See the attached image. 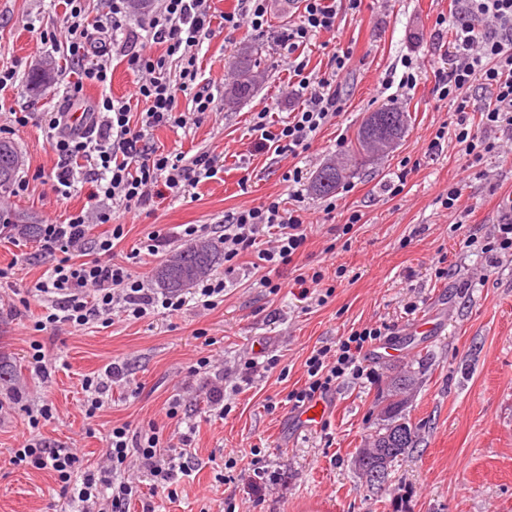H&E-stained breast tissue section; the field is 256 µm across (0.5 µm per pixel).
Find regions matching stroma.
<instances>
[{
  "label": "stroma",
  "instance_id": "35a3bbf8",
  "mask_svg": "<svg viewBox=\"0 0 512 512\" xmlns=\"http://www.w3.org/2000/svg\"><path fill=\"white\" fill-rule=\"evenodd\" d=\"M268 8L263 30L245 26L232 39L218 34L203 44L200 81L214 96V111L196 125L152 135L167 151L213 153L217 175L182 198L154 199L139 215L116 214L124 235L112 249L114 261L139 250L154 231L172 237L173 249L182 248L174 237L182 224L207 225L206 239H217L226 214L287 197L288 168L301 167L312 177L326 161L344 157L369 112L401 108L409 114L407 133L387 156L351 177L352 192L325 198L304 189L308 240L295 266L323 275L306 298L294 281L295 267H288L272 276L280 285L276 292L253 286L251 277L232 276L223 303L210 311L196 308L188 287L183 310L172 316L117 317L82 330L62 325L38 332L39 302L24 306L20 300L51 259L39 243L1 233L0 267L14 266L15 275L0 286V299L16 308L0 312V358L15 368L14 380L0 383V512L64 510L51 469L8 463L11 449L30 431L34 403L53 407L52 419L39 426L41 435L93 463L114 426L153 423L171 432L166 410L175 398L197 427L195 468L180 480L174 498L155 497L157 512H222L228 499L235 512H512V257L482 251L479 243L464 245L471 235L485 239L488 227L500 221L499 203L512 193V156H488L484 166L495 176L485 179L469 169L454 136H446L441 150L429 148L439 126L456 121L433 91L435 69L451 61L452 36L444 20L455 12L456 0H363L359 12L341 10L335 33L313 37L304 50L309 70L328 71L334 52L347 50L350 75L342 85V112L294 158L281 156L251 130L262 109L271 113L273 132L298 105L285 37L301 4L270 0ZM65 10L64 0H0V67L16 71L15 83L0 92V107L34 115L10 136L24 158L21 174L29 189L4 205L38 224L48 216L61 221L103 207L91 199L87 183L60 200L51 190L57 157L38 116L68 108L65 88L78 72L64 52L43 45L36 30L62 27ZM246 45L258 48L260 75L253 95L230 109L224 105L227 63ZM46 58L56 61V77L34 100L26 92L27 77ZM407 59L419 67L416 87L380 90V81L402 73ZM407 159L415 166L404 189L389 195L385 185ZM452 185L462 192L455 210L438 199ZM354 211L360 223L343 232ZM439 251L447 257L444 278L430 264ZM426 315L434 316L440 335L411 333ZM375 321L389 325V339L401 345V353L366 358L372 377L340 383L327 396L324 424L298 430L286 397L304 385L307 357ZM35 340L51 368L44 381L33 370ZM202 356L215 359L207 377L189 376V366ZM252 359L258 367L250 373L246 363ZM111 361L123 365L126 376L113 383L106 406L87 417L80 407L82 382ZM417 362L422 383L409 411L421 428V443L395 464L376 493L350 460L378 425L375 402L393 368ZM246 373L251 380L244 385ZM206 380L240 385L239 393L226 396L231 410L225 417L213 415L202 387ZM271 400L277 403L272 411L266 408ZM258 469L274 476L273 487L256 484Z\"/></svg>",
  "mask_w": 512,
  "mask_h": 512
}]
</instances>
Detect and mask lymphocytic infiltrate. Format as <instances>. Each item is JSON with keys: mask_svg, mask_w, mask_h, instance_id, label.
<instances>
[{"mask_svg": "<svg viewBox=\"0 0 512 512\" xmlns=\"http://www.w3.org/2000/svg\"><path fill=\"white\" fill-rule=\"evenodd\" d=\"M460 9L451 16L454 28V60L435 70V89L440 99L449 101L456 116L453 132L463 144L470 164H480L485 154L512 142V0H460ZM64 30L43 29L39 38L50 48L64 49L80 70V80L68 91L70 101L82 97L85 85H110L112 69L101 45L104 32H124L117 49L125 53L129 70L135 75L133 99L104 96L89 112L91 125L79 130L68 111L48 112L42 118L57 156L53 192L68 197L75 183L90 184L92 198L109 201L94 220L111 225L109 235L89 240L86 213L77 212L67 222L45 218L41 242L53 264L29 288V296L45 300L46 307L36 322L38 330L67 324L79 328L91 321L111 316L143 320L159 314L173 315L184 307L176 294L146 288L143 277L123 263L110 260L115 240L124 235L123 225L113 223L116 211L132 213L153 198L180 197L200 182L213 178L217 158L207 152L185 157L154 147L150 137L162 127H185L178 96L192 93L193 112L203 116L212 111L214 99L199 90L198 54L205 40L215 35L208 0H165L164 9L151 17L143 32L124 31L128 0H112L106 22L89 23L84 0H66ZM297 22L288 29L286 42L293 57L289 62L296 84L293 92L301 100L297 111L282 120L276 132H269L267 112L257 113L253 129L262 140L275 142L279 152L298 155L308 149L319 129L343 109L341 87L350 72L351 55L332 56L329 74L318 77L307 69L306 60L296 58L298 48L312 36L331 32L341 8L359 9L362 0H301ZM163 45L165 52L154 55L137 45L139 38ZM180 62L178 80L167 74L170 58ZM491 94L472 124L467 95L473 83ZM143 104L139 120L131 118V103ZM307 228L281 198L243 208L224 217V259L229 266L225 277L197 283L194 297L198 307L215 309L224 301L228 276L234 275L241 257L255 254L266 274L260 287H273L272 273L293 264L307 242ZM387 331L386 325L366 326L351 331L337 345L313 351L305 361L307 380L289 393L293 408L326 396L337 382L361 378L367 348ZM180 401L169 403L166 415L180 428L179 444H172L156 426L113 427L106 442L102 462L83 463L73 448L52 445L31 436L12 449L10 465L51 469L66 501L65 512H130L132 502H140L142 512H155L154 496L173 495L174 486L191 472V437L183 431ZM144 470L151 481V496H144L131 468Z\"/></svg>", "mask_w": 512, "mask_h": 512, "instance_id": "obj_1", "label": "lymphocytic infiltrate"}]
</instances>
